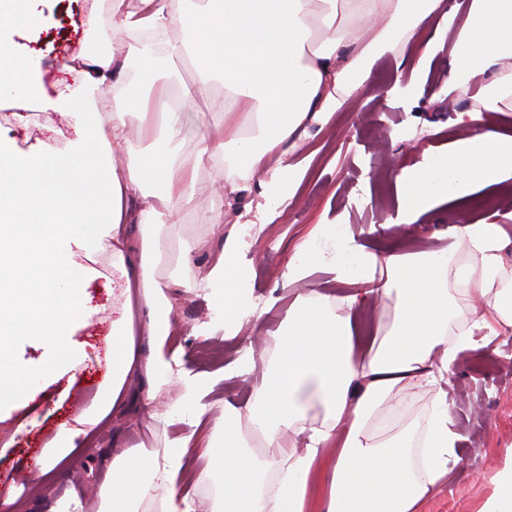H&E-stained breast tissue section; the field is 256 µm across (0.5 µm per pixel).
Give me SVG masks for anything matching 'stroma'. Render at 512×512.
Instances as JSON below:
<instances>
[{
  "label": "stroma",
  "mask_w": 512,
  "mask_h": 512,
  "mask_svg": "<svg viewBox=\"0 0 512 512\" xmlns=\"http://www.w3.org/2000/svg\"><path fill=\"white\" fill-rule=\"evenodd\" d=\"M88 0H43L40 24L14 30L11 47L15 57L34 53L40 57V72L47 90L56 84L76 86L74 58L89 47L98 28L88 18ZM453 40L445 38L444 48L425 64L420 75H413L415 59L408 54L386 53L376 59L366 92L347 100L324 128H311L309 138L289 157L305 166L306 176L294 202L270 214L269 202L255 185L231 197L220 196L197 207L181 209L166 235L192 242L208 239L210 248L193 253L192 267H205L212 250L218 249V236L212 235L214 218L224 227L235 223L252 225L254 235L240 251L237 262L248 268L254 302L264 306L262 329L274 334L288 315L297 294L310 289H327L333 296L348 293L345 285L329 284L328 273L315 271L306 280L283 286L282 275L295 247L314 230L317 223L370 226L396 218L398 199L394 165L412 166L424 151H444L462 137L454 111L475 109V97L464 96L446 103L436 93L448 77ZM169 87H189L195 92L192 103L176 110L172 124L184 154L195 151L201 126V113L210 111L214 100L223 98L224 85L215 77H205L188 58L170 62L161 76ZM409 82L411 92L403 97L392 94V87ZM74 136L72 118L44 109L35 101H0V139L10 142L20 154H32L46 147L64 148ZM472 207L461 212L458 205L444 204L422 215L406 249L420 252L447 246L446 231L459 219L468 223L490 222L495 212L512 211V192L492 186L474 193ZM92 266L96 278L82 282L87 314L74 334L83 344L85 360L68 377L47 389L32 387L24 396L0 402V431L13 435L10 447H0V473H16L40 463L43 446L56 428L88 407L101 385L107 368L106 337L112 327V307L119 300L111 279L112 259L97 256ZM179 327L173 341L183 349V366L198 372H222L223 380L210 395L207 420L218 423L225 402H245L251 387L233 374V362L244 344L243 336L206 338L192 333L195 324L209 320L211 303L204 296L174 293ZM8 356L17 371L24 374L53 364L57 353L38 336H20ZM453 426L459 436L460 458L452 478L443 490L423 501L418 512H480L490 496L492 479L512 456V333L477 342L458 363L447 386ZM180 391L169 386L155 417L132 411L113 418L91 443L92 455L74 462L66 475H38L28 479V489L19 497L20 512H48L59 489H76L84 512H96L95 492L105 479L103 457L131 448L163 456L169 442L184 431L182 423L168 413Z\"/></svg>",
  "instance_id": "1"
}]
</instances>
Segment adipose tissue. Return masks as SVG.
<instances>
[{
    "mask_svg": "<svg viewBox=\"0 0 512 512\" xmlns=\"http://www.w3.org/2000/svg\"><path fill=\"white\" fill-rule=\"evenodd\" d=\"M443 4L140 0L138 10L126 11L114 0L112 30L127 37V52L140 67L139 85L125 86L124 109L112 108L104 95L107 84H122L123 62L109 52L83 53L76 91L50 103L76 117L72 143L29 156L0 153V400L40 379L31 373L15 382L6 354L15 337H49L59 364L71 360L68 328L85 312L77 285L94 273L87 259L111 256L121 280L107 380L91 405L45 444L44 471H64L79 440L121 406L127 382L137 378L146 405L160 397L165 380H174L182 394L170 411L188 430L163 458L134 450L113 456L111 478L98 491L101 512H130L155 491L163 512H189L191 488L215 476L223 495L212 512H306L312 503L316 512H417L449 482L459 463L445 389L452 368L476 334L512 329V266L503 259L512 237L502 224L452 225V248L418 253L372 252L349 225H317L289 257L283 279L290 285L323 269L333 282L351 285V293L336 305L316 289L297 296L274 336L273 358L244 346L238 374L252 383L253 397L242 406L225 402L220 431L207 434L205 400L221 377L173 373L180 356L170 346L176 319L165 290L206 291L213 303L209 335L258 329L248 273L234 262L242 238L214 223L224 245L189 276L190 253L204 241L192 246L158 233L183 207L216 196L219 190L197 179L208 164L227 162L226 194L260 173L266 200H294L305 171L288 163L290 150L309 126L328 125L342 102L360 94L380 53L412 46L425 57L437 53L439 41L426 31ZM170 26L182 36L170 43L167 58H191L203 74L221 77L224 98L192 155L168 137L116 168L107 157L123 148L117 131L162 69L134 34ZM453 56L444 94L467 95L480 76L491 70L497 76L480 109L458 114L466 137L422 164L396 163L398 218L370 225L369 234H412L436 205L512 179V136L497 122L512 98V0H470ZM28 224L36 234L21 235ZM166 251L176 254L180 270L164 282L156 263ZM459 251L468 262H454ZM456 285L471 298L462 326ZM385 306L395 311L392 321L378 322L377 345L355 355L354 320L366 308ZM411 387L426 389L430 405L422 419L403 426L399 395ZM316 406L322 419L310 416ZM250 428L262 447H280L285 429L301 445L269 469L249 449Z\"/></svg>",
    "mask_w": 512,
    "mask_h": 512,
    "instance_id": "ef3b65f1",
    "label": "adipose tissue"
}]
</instances>
